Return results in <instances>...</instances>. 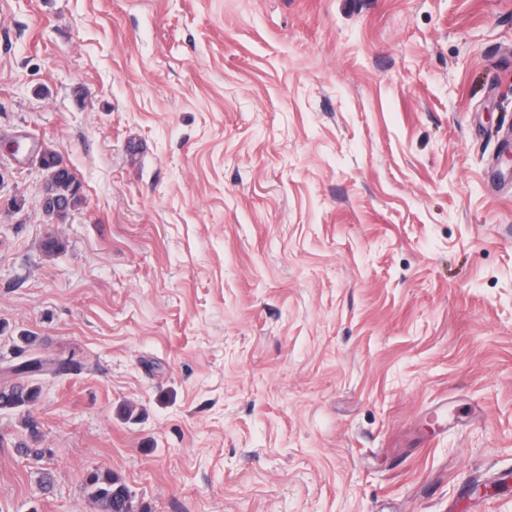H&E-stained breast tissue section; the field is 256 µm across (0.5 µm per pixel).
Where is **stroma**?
I'll list each match as a JSON object with an SVG mask.
<instances>
[{"label": "stroma", "mask_w": 512, "mask_h": 512, "mask_svg": "<svg viewBox=\"0 0 512 512\" xmlns=\"http://www.w3.org/2000/svg\"><path fill=\"white\" fill-rule=\"evenodd\" d=\"M511 154L512 0H0V512H512ZM57 160L61 166L64 165L59 157ZM61 166L47 164L44 169L46 179L42 195L49 197L52 201L49 208L43 212L48 219L64 218L71 209L81 202L79 181L68 167ZM33 360L32 367L35 371H29L27 366L22 368L13 364L5 373L0 372V410L22 413L30 437L36 442L41 435L31 410L39 399L40 390L25 379L35 374L55 373L61 369L62 364L49 358ZM84 481L91 499L100 508L98 512H151L146 506L135 504L132 492L117 475L93 471Z\"/></svg>", "instance_id": "35a3bbf8"}]
</instances>
